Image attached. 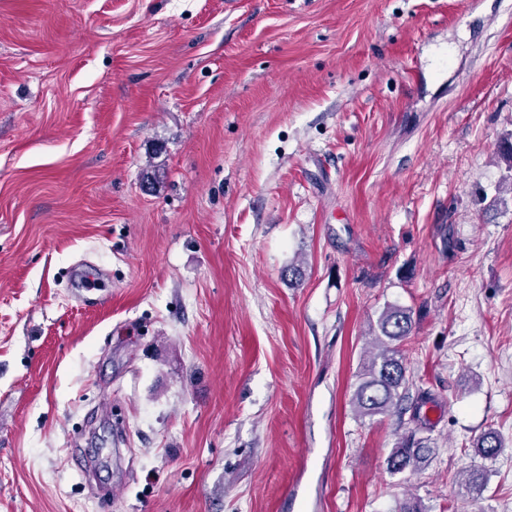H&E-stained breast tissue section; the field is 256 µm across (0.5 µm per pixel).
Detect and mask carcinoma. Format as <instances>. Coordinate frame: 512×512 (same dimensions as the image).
Returning a JSON list of instances; mask_svg holds the SVG:
<instances>
[{
    "label": "carcinoma",
    "instance_id": "carcinoma-1",
    "mask_svg": "<svg viewBox=\"0 0 512 512\" xmlns=\"http://www.w3.org/2000/svg\"><path fill=\"white\" fill-rule=\"evenodd\" d=\"M413 327L412 311L388 304L380 312L375 332V352L369 358L364 376L353 397L352 406L360 417L387 416L394 412L409 389L407 367L399 349L400 343L410 335ZM427 398L422 396L413 405L412 420L418 427L402 434L390 452L386 469L392 475L409 472L415 474L426 464L431 448L429 439L418 436L427 425L422 408ZM475 451L485 459L501 452L503 444L498 434L489 430L473 442ZM485 474L480 468L467 470L462 478L461 490L473 501L479 500L486 488Z\"/></svg>",
    "mask_w": 512,
    "mask_h": 512
}]
</instances>
